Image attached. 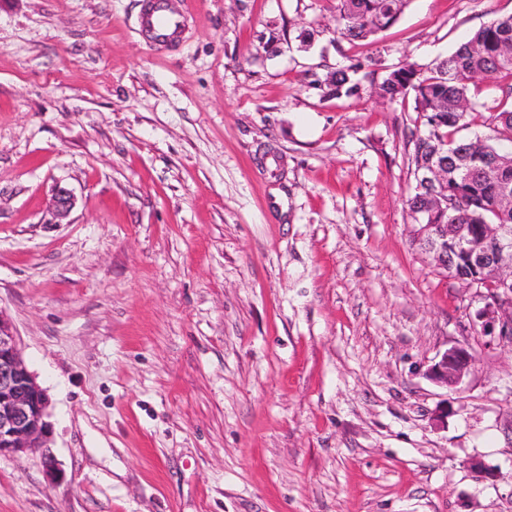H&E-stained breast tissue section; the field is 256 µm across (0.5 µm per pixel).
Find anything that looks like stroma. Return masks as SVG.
I'll return each instance as SVG.
<instances>
[{
	"instance_id": "1",
	"label": "stroma",
	"mask_w": 512,
	"mask_h": 512,
	"mask_svg": "<svg viewBox=\"0 0 512 512\" xmlns=\"http://www.w3.org/2000/svg\"><path fill=\"white\" fill-rule=\"evenodd\" d=\"M173 2L166 51L144 0H0V316L62 468L1 455L0 512H512V340L411 243L413 100L312 81L429 68L512 0L364 41L336 0ZM185 16L169 8L168 0H150L139 18V28L155 46H168L183 33ZM362 64H352L348 67L347 70L338 71L334 74H331L330 78H325L324 81L320 83L326 86L328 89V94L336 97H353L359 95L361 85L360 81L356 79L354 76L357 75L361 69ZM474 356L467 346H452L439 355L426 370L435 384L453 389L460 385L474 366Z\"/></svg>"
}]
</instances>
